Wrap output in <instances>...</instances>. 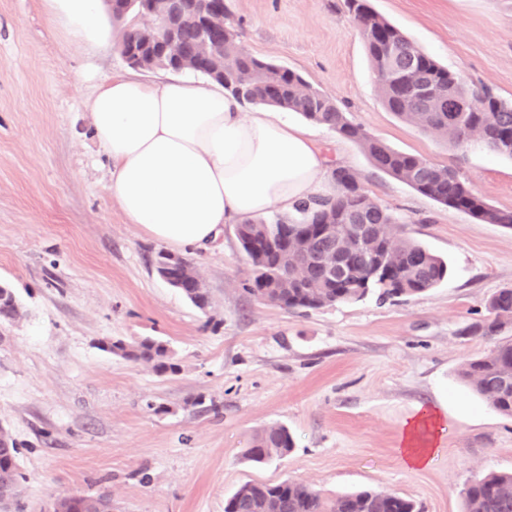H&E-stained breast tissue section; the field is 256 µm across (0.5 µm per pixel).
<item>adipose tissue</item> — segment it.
Here are the masks:
<instances>
[{
  "label": "adipose tissue",
  "instance_id": "ef3b65f1",
  "mask_svg": "<svg viewBox=\"0 0 512 512\" xmlns=\"http://www.w3.org/2000/svg\"><path fill=\"white\" fill-rule=\"evenodd\" d=\"M69 40L104 39L99 0H46ZM96 138L112 163L108 192L128 223L179 250L207 248L226 224L288 218L335 195L320 147L285 112H257L219 85L116 75L88 101ZM431 410L404 425L399 450L411 470L433 458Z\"/></svg>",
  "mask_w": 512,
  "mask_h": 512
}]
</instances>
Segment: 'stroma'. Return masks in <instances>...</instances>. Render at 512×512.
I'll list each match as a JSON object with an SVG mask.
<instances>
[{"mask_svg": "<svg viewBox=\"0 0 512 512\" xmlns=\"http://www.w3.org/2000/svg\"><path fill=\"white\" fill-rule=\"evenodd\" d=\"M244 48L300 74L394 150L454 168L479 197L512 209V161L449 146L388 112L344 0H224ZM466 82L512 100V0H370ZM131 68L107 38L67 40L45 0H0V284L21 314L0 324V427L19 449L22 512L72 496L112 512H224L241 485L291 479L327 497L364 488L463 512L474 476L512 471V418L458 376L493 345L467 336L496 290L512 287V230L442 206L374 169L335 131L306 123L406 234L444 258L439 287L396 302L368 297L304 314L248 291L234 225L189 253L209 294L200 311L155 272L163 243L128 223L106 190L112 166L89 99ZM165 341L178 371L158 374L101 349ZM438 417L423 469L398 456L419 408ZM293 450L246 458L264 427Z\"/></svg>", "mask_w": 512, "mask_h": 512, "instance_id": "1", "label": "stroma"}]
</instances>
